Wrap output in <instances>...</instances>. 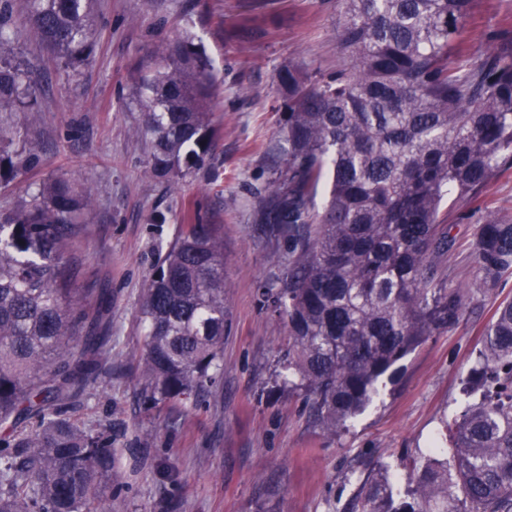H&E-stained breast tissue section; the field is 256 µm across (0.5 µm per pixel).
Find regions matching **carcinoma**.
I'll list each match as a JSON object with an SVG mask.
<instances>
[{
	"instance_id": "carcinoma-1",
	"label": "carcinoma",
	"mask_w": 512,
	"mask_h": 512,
	"mask_svg": "<svg viewBox=\"0 0 512 512\" xmlns=\"http://www.w3.org/2000/svg\"><path fill=\"white\" fill-rule=\"evenodd\" d=\"M345 67H288L282 163L258 221L290 242L282 287L264 302L286 324L283 384L322 431L341 433L383 379L427 338L456 324L470 288H445L433 259L448 252L445 199L468 202L512 168V41L452 65L471 0H342ZM13 0H0V112H34L40 81L10 55ZM91 0H27V22L66 64L89 61ZM214 75L193 39L165 44L141 78L146 172L185 175L211 157ZM327 187L323 207L316 199ZM91 193L62 177L0 212V512H107L106 489L140 468L70 414L97 383L101 337L84 333L110 308L79 297L68 257L90 223ZM481 281L512 274V221L479 225ZM224 234L185 224L141 293L138 362L149 398L210 390L224 354ZM83 348L76 350L78 338ZM479 401L447 425L451 448L412 468L405 497L382 467L345 512H512V300L498 305L466 384Z\"/></svg>"
}]
</instances>
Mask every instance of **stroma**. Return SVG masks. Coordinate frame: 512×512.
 <instances>
[{"label":"stroma","mask_w":512,"mask_h":512,"mask_svg":"<svg viewBox=\"0 0 512 512\" xmlns=\"http://www.w3.org/2000/svg\"><path fill=\"white\" fill-rule=\"evenodd\" d=\"M340 0H95L94 55L64 65L27 28L26 0H13V54L42 77L38 109L0 120L15 138L0 163V210L14 209L49 178L89 187L93 220L74 257L80 292H107L99 328L102 375L73 412L102 425L113 447H135L144 467L114 478L110 512H343L376 464L400 467L427 452L446 418L467 405L462 390L512 275L476 294L458 323L397 365L392 383L346 431L328 437L278 373L288 330L262 289L281 285L285 240L254 220L283 141L280 70L332 72L344 64L336 39ZM251 30L239 37L236 28ZM192 36L210 57L218 95L209 162L179 180L146 174L145 121L137 83L167 42ZM512 40V0H473L460 63ZM37 149L34 165L13 160ZM512 217V169L479 201L445 204L454 245L438 266L444 286L473 285V242L488 213ZM184 224L224 227L223 371L211 392L184 403H147L137 365L143 348L140 294L158 254Z\"/></svg>","instance_id":"obj_1"}]
</instances>
